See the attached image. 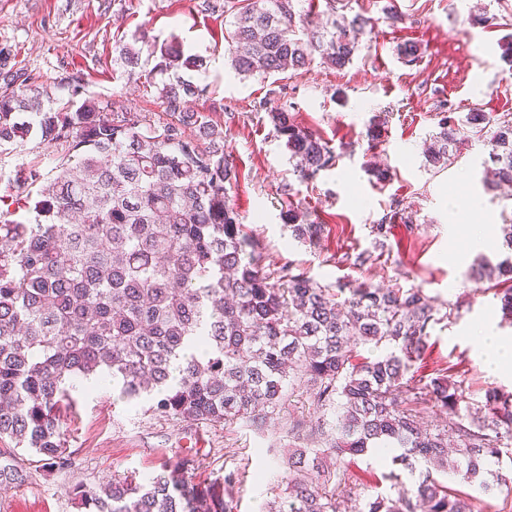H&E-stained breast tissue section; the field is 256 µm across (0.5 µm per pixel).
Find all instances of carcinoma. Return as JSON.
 <instances>
[{
  "label": "carcinoma",
  "instance_id": "1",
  "mask_svg": "<svg viewBox=\"0 0 512 512\" xmlns=\"http://www.w3.org/2000/svg\"><path fill=\"white\" fill-rule=\"evenodd\" d=\"M324 2L314 12L308 0H224L231 68L265 79L317 55L344 69L374 18L347 15L343 0ZM114 52L118 68L156 88L163 111L85 98L70 75L51 88L0 47V146L35 137L57 151L46 174L16 165L14 209L0 208V439L30 450L44 471L71 468L59 410L69 382L97 374L112 376L119 400L149 399L163 417L258 429L286 389L303 385L322 419L291 430L319 447L293 450L286 496L265 512H346L343 453H387L404 470L423 468L410 489L390 471L395 494L358 512H473L471 498L438 482L432 466L484 494L511 483L493 465L512 449V395L493 391L464 414L462 382L417 374L430 330L451 318V304L441 311L420 288L322 284L291 263L265 266L230 195L237 171L224 132L188 106L211 86L179 71L206 61L175 36L149 50L151 68L133 44L118 42ZM398 54L410 65L421 46L407 41ZM158 74L172 80L158 83ZM268 116L298 181L335 166L334 149L288 111L272 107ZM437 127L424 149L429 165L452 164L468 127L486 136L483 184H512V112L456 117L450 108ZM285 219L295 238L320 240L322 225L299 206L288 204ZM473 278L498 287L512 320V261L480 265ZM360 346L376 355L360 356ZM430 405L448 416L440 428L420 422ZM0 458V483L28 479L13 450L0 449ZM201 465L186 454L141 481L78 484L73 494L89 512H238V475L197 481Z\"/></svg>",
  "mask_w": 512,
  "mask_h": 512
}]
</instances>
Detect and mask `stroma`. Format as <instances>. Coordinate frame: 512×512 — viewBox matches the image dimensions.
Listing matches in <instances>:
<instances>
[{"mask_svg": "<svg viewBox=\"0 0 512 512\" xmlns=\"http://www.w3.org/2000/svg\"><path fill=\"white\" fill-rule=\"evenodd\" d=\"M202 0H0V45L12 46L18 62L54 85L80 76L86 94L116 100L137 112L161 111L156 94L138 80L115 72L116 40L161 42L178 37L185 49L206 61L187 79L208 83L209 99L197 101L224 128L238 179L231 190L240 220L259 239L265 264L291 263L322 283L364 282L420 288L435 305L453 303V317L435 326L428 340L424 374L455 367L463 376V402L474 410L488 391L512 394V372L495 373L484 364L476 338L492 325L512 341V324L503 321L493 291L479 292L468 278L477 257L498 263L501 242L468 250L453 228L512 222V191L484 189L486 146L473 132L461 136L455 161L435 168L423 156L426 138L437 130L446 107L456 114L477 107L512 112V65L502 58L500 40L512 34V0H394L402 20L382 18L377 0H351L354 11L377 22L361 39L352 64L338 71L320 63L269 78L242 77L224 54V16L201 8ZM483 4L497 23L472 28L471 7ZM419 42L420 62L405 65L398 48ZM281 106L295 122L327 141L338 158L334 168L309 183L297 182L288 152L273 134L264 103ZM384 122L382 141L371 144L368 127ZM380 161L389 181L373 183L366 168ZM479 210H471V202ZM302 203L308 220L323 225L320 245L295 240L283 214ZM402 213L392 233L376 241L372 224L384 214ZM367 253L364 266L351 256ZM298 418H317L306 391L294 393L262 430L193 424L150 412L148 402H113L111 383L88 390L77 381L60 419L75 465L64 471L40 470L31 452L18 461L30 472L24 484L0 486V512H86L72 494L74 485L102 484L117 475H149L164 462L199 446L203 465L198 480L220 481L239 474V512H258L263 502L284 493L280 477L297 442L288 428ZM393 465L379 454L352 459L349 476L357 502L386 494Z\"/></svg>", "mask_w": 512, "mask_h": 512, "instance_id": "stroma-1", "label": "stroma"}]
</instances>
